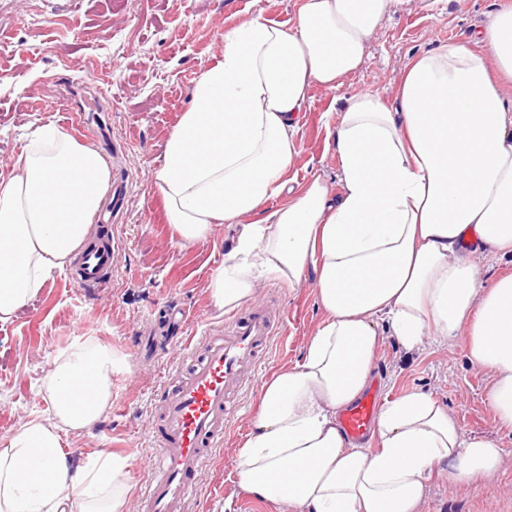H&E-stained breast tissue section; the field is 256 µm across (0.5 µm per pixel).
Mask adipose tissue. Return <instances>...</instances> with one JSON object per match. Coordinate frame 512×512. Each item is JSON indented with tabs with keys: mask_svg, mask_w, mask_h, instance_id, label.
I'll use <instances>...</instances> for the list:
<instances>
[{
	"mask_svg": "<svg viewBox=\"0 0 512 512\" xmlns=\"http://www.w3.org/2000/svg\"><path fill=\"white\" fill-rule=\"evenodd\" d=\"M403 2L298 0L291 26L251 17L225 29L153 177L180 247L219 224L234 233L210 276L216 311L272 279L312 281L324 312L301 360L262 383L235 451L234 494L274 512H428L433 478L467 484L506 463L496 438L464 435L426 392L384 398L366 443L340 426L389 336L408 352L462 343L499 429L512 431V272L489 282L481 265L512 255V5L414 58L394 104L369 87L336 98ZM316 85L332 96L322 119L340 162L335 195L288 176ZM109 179L93 144L34 128L0 173V323L89 241ZM126 368L90 336L58 354L48 416L0 441V512H129L132 456L97 451L75 466L63 447L102 419Z\"/></svg>",
	"mask_w": 512,
	"mask_h": 512,
	"instance_id": "obj_1",
	"label": "adipose tissue"
}]
</instances>
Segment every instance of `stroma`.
<instances>
[{
    "mask_svg": "<svg viewBox=\"0 0 512 512\" xmlns=\"http://www.w3.org/2000/svg\"><path fill=\"white\" fill-rule=\"evenodd\" d=\"M297 0H0V171L9 170L36 126L53 122L79 142L106 151L110 173L128 175L130 192L112 225V278L105 287H77L55 275L44 292L0 324V438L42 417V386L54 358L76 337L92 336L127 358V372L112 380V405L89 433L68 436L73 463L105 448L134 454L132 491L148 480L153 454L148 420L158 400L164 368L184 356L179 341L153 358L163 339L169 309L187 319L186 333L199 336L220 325L211 306L208 275L221 264L229 242L223 227L183 250L172 238L151 173L163 163L168 134L192 103L199 74L220 57L225 28L259 15L291 25ZM500 0H445L426 17L407 0L371 37L363 62L340 89L348 96L365 87L393 98L402 70L428 49L468 38ZM301 149L289 169L298 183L313 178L335 184L339 163L326 147L320 120L330 102L321 87L310 92ZM83 104L88 126L68 125L70 101ZM276 299L288 321L270 345L265 374L295 363L323 318L310 285L262 282L254 301ZM379 395L411 389L433 394L457 418L466 435L498 438L512 460V432L499 430L483 401L486 375L473 369L462 344H433L405 355L387 341L377 363ZM245 394L222 448L213 452L199 482L192 512H273L242 497L230 499L234 454L245 439L257 405ZM429 512H512V463L494 479L463 486L442 479L431 486Z\"/></svg>",
    "mask_w": 512,
    "mask_h": 512,
    "instance_id": "1",
    "label": "stroma"
}]
</instances>
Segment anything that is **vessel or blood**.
<instances>
[{"mask_svg":"<svg viewBox=\"0 0 512 512\" xmlns=\"http://www.w3.org/2000/svg\"><path fill=\"white\" fill-rule=\"evenodd\" d=\"M112 249L107 230L79 251L73 282L81 288L106 285ZM283 325L280 309L254 305L224 328L207 329L185 346L180 366L165 370L149 423L155 454L149 461L151 476L139 494L142 512H188L214 449L224 445L241 395L256 387L269 346ZM381 404L376 391H366L343 411L345 432L364 439Z\"/></svg>","mask_w":512,"mask_h":512,"instance_id":"obj_1","label":"vessel or blood"}]
</instances>
